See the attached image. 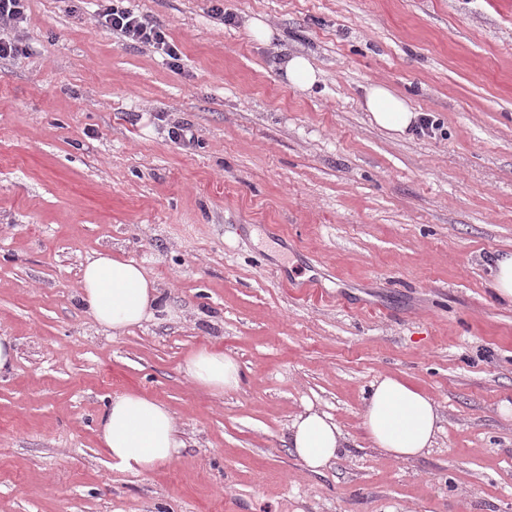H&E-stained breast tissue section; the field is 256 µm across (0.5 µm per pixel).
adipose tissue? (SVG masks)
<instances>
[{"mask_svg":"<svg viewBox=\"0 0 512 512\" xmlns=\"http://www.w3.org/2000/svg\"><path fill=\"white\" fill-rule=\"evenodd\" d=\"M365 106L378 126L394 133L405 134L418 123L407 99L379 84L367 88ZM78 298L91 318L116 336L168 311L145 268L109 252L86 259ZM181 370L191 383L216 395L239 389L245 378L232 357L206 346L191 351ZM441 420L437 402L392 376L376 379L363 400L362 426L368 439L397 460L430 454ZM96 436L112 468L135 474L171 464L184 446L169 407L137 391L115 395L103 405ZM288 444L307 469L319 473L340 456L348 439L332 416L308 404L290 423Z\"/></svg>","mask_w":512,"mask_h":512,"instance_id":"adipose-tissue-1","label":"adipose tissue"}]
</instances>
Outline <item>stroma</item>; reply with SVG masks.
I'll use <instances>...</instances> for the list:
<instances>
[{"label":"stroma","instance_id":"obj_1","mask_svg":"<svg viewBox=\"0 0 512 512\" xmlns=\"http://www.w3.org/2000/svg\"><path fill=\"white\" fill-rule=\"evenodd\" d=\"M98 0H29L0 60V512H512V0H130L178 66L96 22ZM223 6L224 19L212 10ZM263 16L275 35L257 42ZM322 72L308 92L284 54ZM382 84L440 122L370 120ZM191 126L198 144L169 131ZM104 249L145 267L175 318L115 336L77 300ZM213 344L246 374L213 395L180 370ZM444 419L398 461L362 427L376 378ZM136 389L185 441L113 469L94 420ZM349 444L322 473L287 443L306 403ZM489 269L494 297L500 302L512 304V252L497 256Z\"/></svg>","mask_w":512,"mask_h":512}]
</instances>
